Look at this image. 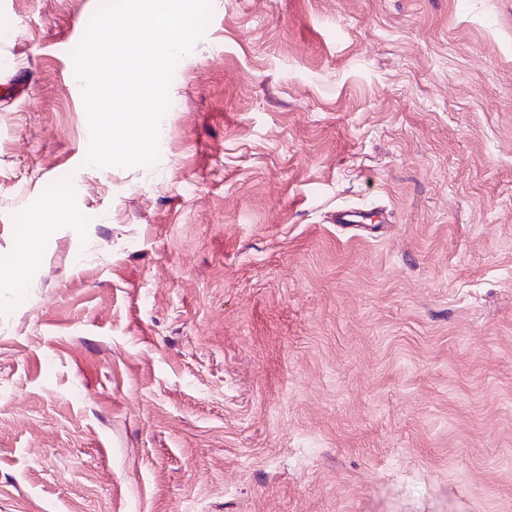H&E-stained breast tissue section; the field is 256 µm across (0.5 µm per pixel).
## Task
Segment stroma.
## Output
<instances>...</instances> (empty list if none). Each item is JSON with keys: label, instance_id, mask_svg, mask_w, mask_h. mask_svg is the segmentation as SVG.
<instances>
[{"label": "stroma", "instance_id": "35a3bbf8", "mask_svg": "<svg viewBox=\"0 0 512 512\" xmlns=\"http://www.w3.org/2000/svg\"><path fill=\"white\" fill-rule=\"evenodd\" d=\"M104 3L0 0V512H512V0H212L128 169Z\"/></svg>", "mask_w": 512, "mask_h": 512}]
</instances>
